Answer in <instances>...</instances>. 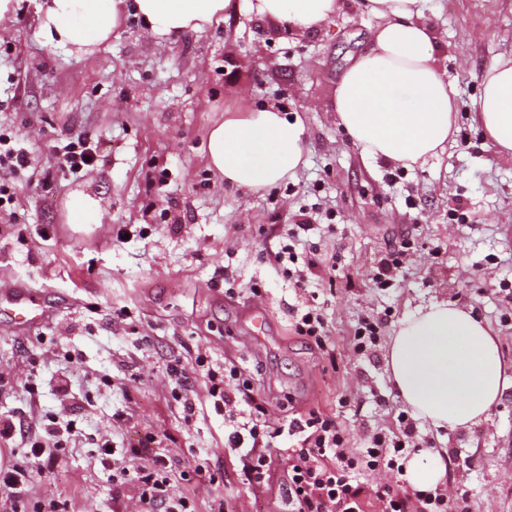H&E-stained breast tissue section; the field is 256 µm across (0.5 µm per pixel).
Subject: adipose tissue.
Instances as JSON below:
<instances>
[{
  "label": "adipose tissue",
  "instance_id": "ef3b65f1",
  "mask_svg": "<svg viewBox=\"0 0 512 512\" xmlns=\"http://www.w3.org/2000/svg\"><path fill=\"white\" fill-rule=\"evenodd\" d=\"M228 0H45L39 34L66 52L90 53L108 40L125 9L158 35L199 33L224 18ZM338 0H253L259 17L288 29H319ZM422 0H363L379 23L370 49L341 77L334 110L351 142L372 157L409 168L442 152L456 117V92L437 64L440 37ZM472 108L499 152L512 155V53L492 63ZM306 129L276 109L228 113L208 138L211 167L225 182L265 189L302 163ZM387 365L413 413L444 430L486 420L508 375L489 327L472 310L436 302L403 318Z\"/></svg>",
  "mask_w": 512,
  "mask_h": 512
}]
</instances>
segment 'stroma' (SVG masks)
Listing matches in <instances>:
<instances>
[{
	"instance_id": "35a3bbf8",
	"label": "stroma",
	"mask_w": 512,
	"mask_h": 512,
	"mask_svg": "<svg viewBox=\"0 0 512 512\" xmlns=\"http://www.w3.org/2000/svg\"><path fill=\"white\" fill-rule=\"evenodd\" d=\"M357 2L339 0L311 33L260 19L247 0H229L209 30L176 38L150 34L130 13L90 54L42 43L43 0H17L0 24V133L38 163L13 175V201L0 210V296L30 289L48 310L29 330L0 318V416L76 430L58 468L33 470L22 512L46 498L67 501L70 512H135V491H117L98 447L135 448L148 432L164 435L187 470L201 464L216 476L177 481L197 512H210L219 494L224 512H275L245 484L241 452L225 447L224 414L206 391L184 420L166 370L173 353L213 369L229 359L251 373L272 424L312 407L338 413L354 448L373 431L400 429L406 405L386 352L419 308L446 300L472 309L512 364V156L498 152L471 109L487 68L512 51V0H423L458 113L444 152L411 169L365 156L336 121V86L377 24ZM271 106L303 121V165L263 190L225 183L208 165L210 129L225 112ZM78 134L94 164L60 173L61 149ZM47 169L56 176L45 186ZM74 193L98 201L102 223H68ZM304 218L311 228L295 249L320 261L312 282L332 360L295 335L291 310L307 297L274 268L288 227ZM404 238L410 248L394 285L374 287L375 266ZM121 307L130 318L113 320ZM365 318L378 323V342L360 355L346 338ZM345 396L357 408H340ZM416 427L420 451L445 449L440 486L466 491L468 512H512V388L471 428Z\"/></svg>"
}]
</instances>
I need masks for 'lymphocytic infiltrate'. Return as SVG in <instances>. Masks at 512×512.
Returning <instances> with one entry per match:
<instances>
[{
    "instance_id": "f902f5d3",
    "label": "lymphocytic infiltrate",
    "mask_w": 512,
    "mask_h": 512,
    "mask_svg": "<svg viewBox=\"0 0 512 512\" xmlns=\"http://www.w3.org/2000/svg\"><path fill=\"white\" fill-rule=\"evenodd\" d=\"M296 335L319 350L330 341L321 307L306 305L293 311ZM168 375L178 392L186 416L195 413L198 387H205L214 405L223 406L232 424L227 433L229 447L243 449V473L250 488L276 490L285 512H367L379 503L381 512H466L465 494L448 497L442 489L419 490L400 484L406 454L414 448L416 425L402 418L399 434L377 432L367 436L364 447L353 448L334 416L309 410L278 428L266 418L265 400L256 396L250 379L236 365L208 369L203 359L184 362L170 355ZM24 439L32 466L53 470L57 453L66 446L55 424L40 431L25 429L23 422L0 418V439ZM154 434H146L140 447L116 454L102 443L99 459L111 470L117 485L137 489V512H196L193 500L176 493L177 478L185 477L180 459L158 447ZM388 473V482L370 485L369 475Z\"/></svg>"
}]
</instances>
